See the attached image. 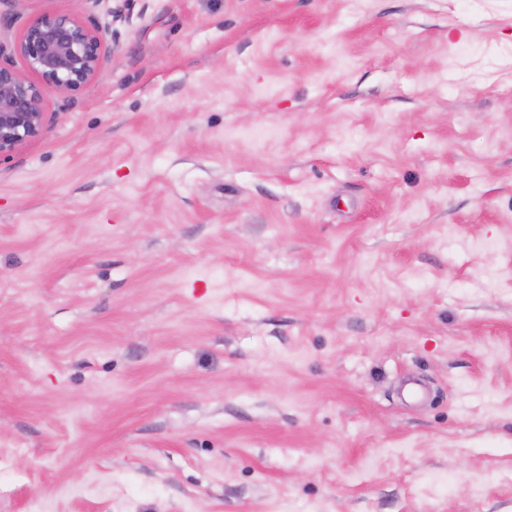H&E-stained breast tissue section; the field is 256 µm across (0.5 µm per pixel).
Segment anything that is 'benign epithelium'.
<instances>
[{"instance_id":"obj_1","label":"benign epithelium","mask_w":512,"mask_h":512,"mask_svg":"<svg viewBox=\"0 0 512 512\" xmlns=\"http://www.w3.org/2000/svg\"><path fill=\"white\" fill-rule=\"evenodd\" d=\"M19 56L27 71L62 92L87 86L111 55L104 33L70 12L31 20L5 52ZM48 112L42 86L9 65L0 64V160L40 137Z\"/></svg>"}]
</instances>
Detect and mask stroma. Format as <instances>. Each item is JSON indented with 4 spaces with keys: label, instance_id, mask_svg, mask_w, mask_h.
Listing matches in <instances>:
<instances>
[{
    "label": "stroma",
    "instance_id": "stroma-1",
    "mask_svg": "<svg viewBox=\"0 0 512 512\" xmlns=\"http://www.w3.org/2000/svg\"><path fill=\"white\" fill-rule=\"evenodd\" d=\"M97 77L0 162V512H512V0H0Z\"/></svg>",
    "mask_w": 512,
    "mask_h": 512
}]
</instances>
